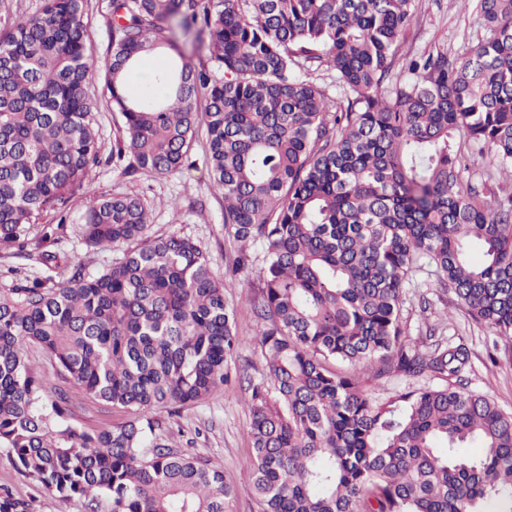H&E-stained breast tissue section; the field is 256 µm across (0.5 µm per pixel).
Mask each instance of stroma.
I'll list each match as a JSON object with an SVG mask.
<instances>
[{"label":"stroma","instance_id":"obj_1","mask_svg":"<svg viewBox=\"0 0 512 512\" xmlns=\"http://www.w3.org/2000/svg\"><path fill=\"white\" fill-rule=\"evenodd\" d=\"M477 0H416V14L399 47L392 67L394 80L406 76L407 59L441 49L449 58L462 59L484 40L488 32L476 8ZM87 22L93 49V62L105 70L108 50L112 44L111 0H88ZM100 128L101 163L93 169L90 190L95 194H136L150 210L152 224L149 233L155 237L171 234L193 238L209 254L216 278H223L233 259V244L224 228V203L215 191L205 163V141L197 139L192 164L167 177L142 173L128 174L123 164L113 162L112 145L116 130L112 113L101 109L97 114ZM86 201L78 197L69 205L71 218L63 229L46 232L54 217L45 224L32 226L30 250H47L62 256H78L86 273L95 275L109 268L122 256L121 248L87 249L81 233L82 214ZM251 267L232 281L226 296L234 304L238 316V334L242 346L235 361L237 382L215 391L204 403L186 408L180 413L156 411L155 416L174 443L182 450L210 460L224 470L226 481L236 495L231 512H261L252 493L253 455L246 429L250 421V382L260 381L262 366L254 349V323L248 306L259 271L263 265V249L253 246ZM429 318H422L417 306L406 307V319L411 338L425 334L426 322H437L448 315L452 323L443 336L449 343H464L470 355L468 387L471 391L493 398L508 413H512V348L505 346L496 334L473 321L456 306L453 292L433 297ZM27 359L48 387L63 390L73 407V423L78 427L94 428L121 424L128 413L89 399L85 393L65 383L55 372L49 357L39 347H30ZM0 488L15 497L35 503V512H86L79 499L63 500L37 491L13 466L6 449L0 448Z\"/></svg>","mask_w":512,"mask_h":512}]
</instances>
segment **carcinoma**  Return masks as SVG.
<instances>
[{
  "mask_svg": "<svg viewBox=\"0 0 512 512\" xmlns=\"http://www.w3.org/2000/svg\"><path fill=\"white\" fill-rule=\"evenodd\" d=\"M416 0H112L106 104L119 114L112 159L162 177L189 164L204 129L231 273L264 251L249 303L266 383L247 427L262 512H512V413L464 387L462 346L411 342L410 274L512 347V196L464 180L463 128L480 159L512 167V0H478L490 37L462 61L443 50L390 81ZM87 0H43L0 33V249L28 250L32 225L66 221L86 196V245H128L87 275L25 278L0 294V448L61 499L111 512H229L232 487L152 416L205 401L230 381L239 346L226 284L193 239L152 237L137 195L88 190L100 162L97 71ZM207 36V63L178 32ZM327 66L332 101L304 78ZM40 347L62 379L132 419L84 429L62 391L27 363ZM373 381L446 384L376 403ZM477 444L480 453L458 449ZM0 512H30L8 492Z\"/></svg>",
  "mask_w": 512,
  "mask_h": 512,
  "instance_id": "cac0c4a2",
  "label": "carcinoma"
}]
</instances>
